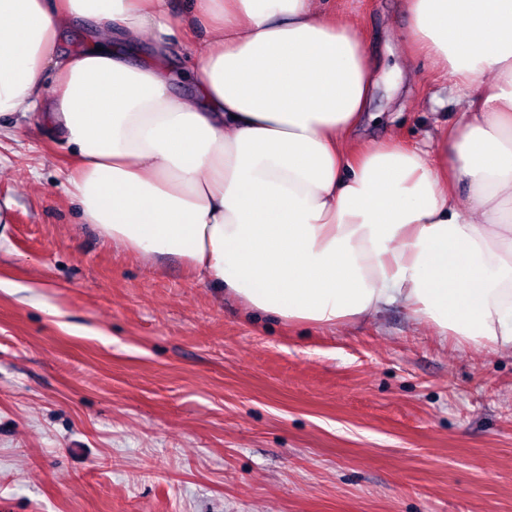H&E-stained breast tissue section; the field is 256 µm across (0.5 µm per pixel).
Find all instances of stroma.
<instances>
[{"label": "stroma", "instance_id": "obj_1", "mask_svg": "<svg viewBox=\"0 0 512 512\" xmlns=\"http://www.w3.org/2000/svg\"><path fill=\"white\" fill-rule=\"evenodd\" d=\"M375 68L353 138L429 144L454 78L404 0H328ZM74 149L0 122V512H512V350L399 305L318 328L81 223Z\"/></svg>", "mask_w": 512, "mask_h": 512}]
</instances>
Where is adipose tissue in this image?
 <instances>
[{
	"mask_svg": "<svg viewBox=\"0 0 512 512\" xmlns=\"http://www.w3.org/2000/svg\"><path fill=\"white\" fill-rule=\"evenodd\" d=\"M403 35L455 78L428 150L353 148L376 86L323 0H0V116L75 150L84 223L174 256L250 310L333 326L399 303L458 343L512 349V0H406ZM90 21L94 46L55 53ZM205 37L192 94L164 61ZM156 55L137 60L144 38Z\"/></svg>",
	"mask_w": 512,
	"mask_h": 512,
	"instance_id": "1",
	"label": "adipose tissue"
}]
</instances>
